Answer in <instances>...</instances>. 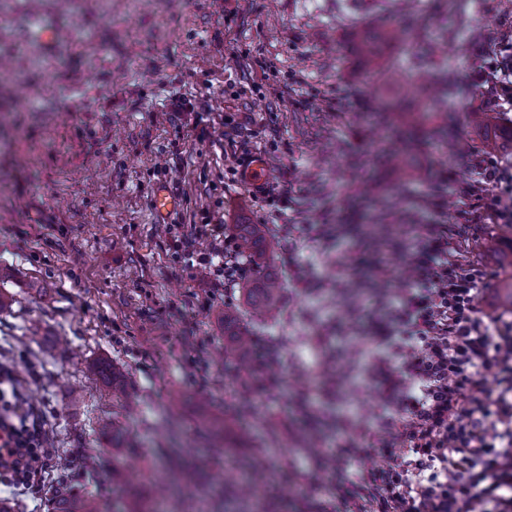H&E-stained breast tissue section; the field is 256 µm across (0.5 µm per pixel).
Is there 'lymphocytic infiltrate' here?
<instances>
[{"mask_svg": "<svg viewBox=\"0 0 512 512\" xmlns=\"http://www.w3.org/2000/svg\"><path fill=\"white\" fill-rule=\"evenodd\" d=\"M481 175L501 189L489 208L511 224L512 162L489 158ZM201 234L224 244L176 234L173 246L225 285L244 279L235 237L220 224ZM410 266L368 355L384 400L371 437L390 463L337 488L336 512H512V311L483 307L484 269L449 252L447 227L427 225ZM489 367L496 390L474 397ZM0 431V484L28 482L44 465L39 423L0 415Z\"/></svg>", "mask_w": 512, "mask_h": 512, "instance_id": "1", "label": "lymphocytic infiltrate"}]
</instances>
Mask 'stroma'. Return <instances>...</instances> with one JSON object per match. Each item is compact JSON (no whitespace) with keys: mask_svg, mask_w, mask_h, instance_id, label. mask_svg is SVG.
Instances as JSON below:
<instances>
[{"mask_svg":"<svg viewBox=\"0 0 512 512\" xmlns=\"http://www.w3.org/2000/svg\"><path fill=\"white\" fill-rule=\"evenodd\" d=\"M470 26L428 58L457 73L455 110L478 108L477 75L512 40L502 0H457ZM401 0H0V370L43 419L41 492L15 491L12 512H48L59 477L121 512L132 492L147 512H330L339 480L311 448L359 442L381 385L367 364L325 379V356L365 350L400 291L395 273L427 224H459L452 251L484 266L487 299L512 277V229L484 201L485 131L460 121L456 152L424 150L407 174L379 163L384 129L364 112L380 85L364 75L352 35L402 19ZM56 34L43 44L38 26ZM209 125L199 141L194 122ZM264 154L254 193L242 161ZM180 198L169 222L264 225L281 274L273 319L176 257L155 222L158 184ZM253 338L224 350L225 310ZM265 355L271 377L245 362ZM119 373L117 402L93 373ZM110 417L134 452L99 429ZM225 425L214 455L208 431ZM96 452L100 465L84 466ZM275 474L265 497L237 494L242 461Z\"/></svg>","mask_w":512,"mask_h":512,"instance_id":"35a3bbf8","label":"stroma"}]
</instances>
